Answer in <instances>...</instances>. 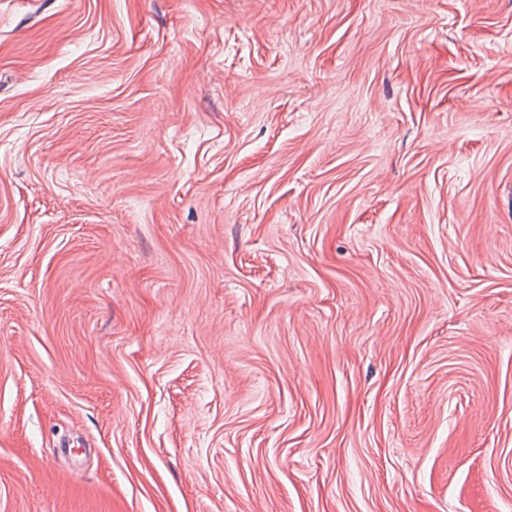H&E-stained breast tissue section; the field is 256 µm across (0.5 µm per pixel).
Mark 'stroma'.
I'll use <instances>...</instances> for the list:
<instances>
[{
  "instance_id": "stroma-1",
  "label": "stroma",
  "mask_w": 512,
  "mask_h": 512,
  "mask_svg": "<svg viewBox=\"0 0 512 512\" xmlns=\"http://www.w3.org/2000/svg\"><path fill=\"white\" fill-rule=\"evenodd\" d=\"M0 512H512V0H0Z\"/></svg>"
}]
</instances>
